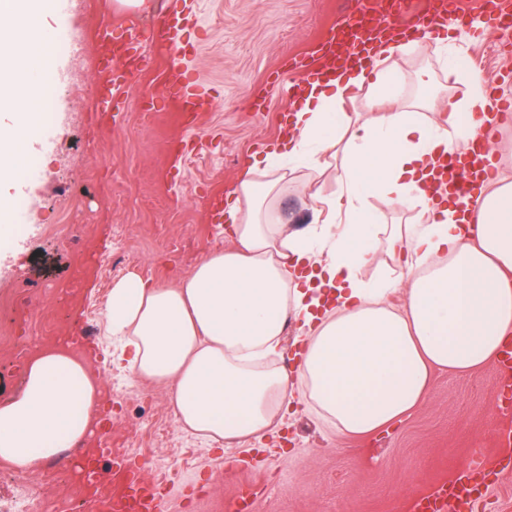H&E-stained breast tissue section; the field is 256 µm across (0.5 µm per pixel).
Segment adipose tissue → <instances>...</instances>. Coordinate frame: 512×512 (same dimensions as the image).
I'll use <instances>...</instances> for the list:
<instances>
[{"instance_id":"1","label":"adipose tissue","mask_w":512,"mask_h":512,"mask_svg":"<svg viewBox=\"0 0 512 512\" xmlns=\"http://www.w3.org/2000/svg\"><path fill=\"white\" fill-rule=\"evenodd\" d=\"M51 9L50 0H0L1 182L30 161L41 119L10 76L52 75L48 41L28 29ZM405 48L382 43L308 89L287 136L238 181L224 211L230 248L210 252L172 286L137 276L114 284L112 361L169 386L181 429L216 443L258 439L304 402L338 434L364 437L402 423L426 396L432 371L474 372L512 336V160L491 144L494 170L469 206L439 200L435 187L439 162L474 139L498 104L452 59L448 73L467 84V98L433 114L399 106L384 63ZM354 90L361 109L344 111ZM302 168L313 220L295 226L274 201ZM374 199L411 211L412 223H383ZM391 262L400 268L394 277ZM397 291L399 308L389 302ZM292 323L301 349L290 373L276 359ZM97 393L82 361L43 352L22 393L0 405V460L31 472L73 447Z\"/></svg>"}]
</instances>
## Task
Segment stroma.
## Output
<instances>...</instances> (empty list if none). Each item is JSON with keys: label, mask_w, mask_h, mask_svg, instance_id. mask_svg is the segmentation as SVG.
<instances>
[{"label": "stroma", "mask_w": 512, "mask_h": 512, "mask_svg": "<svg viewBox=\"0 0 512 512\" xmlns=\"http://www.w3.org/2000/svg\"><path fill=\"white\" fill-rule=\"evenodd\" d=\"M468 15L440 43L417 42L386 63L402 102L449 91V51L478 73L485 88L512 100V29L492 32L460 0ZM182 0H148L121 8L96 0L94 11L76 4L50 25L84 42L82 56L55 52L60 88L55 123L41 131L66 137L53 154L33 153L39 175L28 196L15 200L13 224L34 225L25 247L0 251V301L18 305L12 335L32 354L51 348L39 324L57 316L58 335L97 372L98 404L90 428L112 432L111 459L92 458L102 483L112 459H135L164 497L167 512H229L238 484L254 486L249 512H398L410 497L453 473L468 449L494 447L500 398L495 366L471 374L435 373L429 394L403 424L367 440L344 438L308 407H297L283 426L262 439L232 447L181 430L170 393L133 378L112 362L104 334L106 305L115 282L135 273L172 284L211 251L229 248L216 204L234 199L248 158L264 150L290 111L273 83L274 72L311 52L351 0H196L183 35L185 49L146 39L134 73L122 61L112 68L111 111H97L95 65L102 21L151 31ZM199 75L206 105L198 117H178L168 98L172 65ZM464 97V89L453 91ZM96 117H89V110ZM76 182L98 194L77 198ZM111 258V269L89 267L73 278L87 254ZM135 258L134 271L125 261Z\"/></svg>", "instance_id": "1"}]
</instances>
